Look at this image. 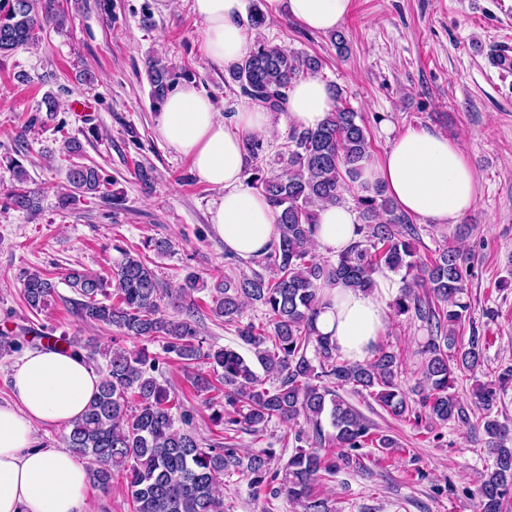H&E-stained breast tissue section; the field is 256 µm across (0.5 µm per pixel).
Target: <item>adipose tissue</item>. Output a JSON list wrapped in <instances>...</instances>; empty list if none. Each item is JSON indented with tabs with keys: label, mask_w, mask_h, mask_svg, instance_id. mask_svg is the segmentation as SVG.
Segmentation results:
<instances>
[{
	"label": "adipose tissue",
	"mask_w": 512,
	"mask_h": 512,
	"mask_svg": "<svg viewBox=\"0 0 512 512\" xmlns=\"http://www.w3.org/2000/svg\"><path fill=\"white\" fill-rule=\"evenodd\" d=\"M245 0H192L202 26L206 58L217 67L238 62L247 51L241 18ZM353 0H287L290 17L305 28L328 32L341 26ZM333 101L326 85L307 77L292 84L281 116L260 106L225 121L212 100L187 82L161 106L158 132L165 143L191 161L200 182L217 191L211 212L213 232L240 257L261 256L277 237L276 215L243 181V141L268 137L273 119L288 126L317 127ZM364 186L383 185L398 208L434 226L456 224L475 206L478 180L462 144L424 128L397 133L380 159L365 162ZM357 212L328 205L319 213L314 242L338 254L356 240ZM396 281L378 279L363 292L339 283L322 287L316 329L331 337L352 362L361 363L388 323ZM101 376L75 351L26 349L10 373L12 400L0 404V512H92L85 467L65 446L40 445L39 426H71L97 392Z\"/></svg>",
	"instance_id": "adipose-tissue-1"
}]
</instances>
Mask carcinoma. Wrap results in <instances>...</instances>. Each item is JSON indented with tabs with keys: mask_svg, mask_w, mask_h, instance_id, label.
Returning a JSON list of instances; mask_svg holds the SVG:
<instances>
[{
	"mask_svg": "<svg viewBox=\"0 0 512 512\" xmlns=\"http://www.w3.org/2000/svg\"><path fill=\"white\" fill-rule=\"evenodd\" d=\"M263 2L252 0L253 28L267 23ZM65 21L57 0H0V56L39 42L43 25L62 26ZM321 67L315 56L290 54L277 44L258 41L228 74L252 102L282 112L292 83ZM185 76L161 59L149 61L153 107L161 108ZM332 95L334 106L320 126L288 131L279 153L282 173L263 166L265 139L250 137L244 143L249 184L277 217V241L262 260L265 272L226 279L211 289L189 274L181 288L169 293L160 288L140 254L115 244L119 258L110 277L76 269L68 274L69 286L81 296L75 305L83 321L160 346V352L151 355L144 348L132 350L115 343L102 353L90 340L58 337L65 348L81 352L89 362H97L99 354L105 359L98 391L73 422L64 444L84 463L89 481L99 490L109 493L121 484L132 512H224L219 488L230 471L246 476L255 493H264L266 512H272V501L282 495L302 512H330L326 500L314 496L319 480L361 464L355 451L370 442L386 450L396 447L391 436L374 432L370 421L337 388L364 392L391 416L417 427L468 424V410L455 386L458 375L474 377L479 371L487 377L476 380L473 388L481 416L470 424L488 437L494 463L480 476L475 494L481 512H503L504 502L512 499V447L506 445L504 426L493 416L500 394L512 385V364L483 371L486 337L474 333L465 342L457 333L470 310V302L464 300L468 257L449 245L431 260H422L414 246L419 233L410 217L380 187L367 194L355 190L364 163L371 158L369 133L347 106L342 89H334ZM9 166L15 185L0 198V206L39 212L40 189L28 187L29 175L19 159H10ZM65 179L59 202L63 210L88 195L111 209L123 205V197L110 190L112 179L96 164L74 163ZM348 193L355 197L358 239L335 261L320 260L309 248L319 211L345 203ZM386 270L402 274L395 313L419 318L428 331L421 350L422 378L412 389V399L400 385L402 363L395 353L381 346L365 362L353 363L315 328L322 284L339 281L367 292L375 285L374 276ZM19 281L30 311L48 308L56 295L52 278L23 270ZM418 288L425 289L426 298L416 292ZM206 289L212 298L209 312L237 324L238 336L251 348L255 361L233 349L206 344L194 297ZM246 300L265 308V323L240 324ZM170 308L184 318H170ZM25 345V337L0 330L1 358L21 352ZM201 360L210 365V373H191L188 381L199 395L222 393V409L210 415L214 425L230 431L238 426L259 436L274 419L294 425L289 431L293 451L280 468L271 469V449L242 456L227 442L201 438L192 428L191 408L157 380V373L172 362L186 371ZM256 363L272 382L256 373ZM325 419L334 430L329 438L323 431Z\"/></svg>",
	"mask_w": 512,
	"mask_h": 512,
	"instance_id": "obj_1",
	"label": "carcinoma"
}]
</instances>
